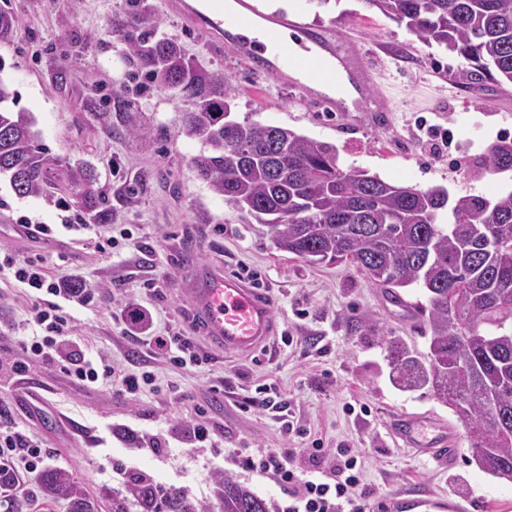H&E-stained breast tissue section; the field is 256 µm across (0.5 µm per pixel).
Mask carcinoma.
<instances>
[{
    "instance_id": "carcinoma-1",
    "label": "carcinoma",
    "mask_w": 512,
    "mask_h": 512,
    "mask_svg": "<svg viewBox=\"0 0 512 512\" xmlns=\"http://www.w3.org/2000/svg\"><path fill=\"white\" fill-rule=\"evenodd\" d=\"M363 2L416 41L457 53L471 75L512 84V0ZM119 33L126 66L194 100L184 131L203 146L192 158L197 176L267 227L279 250L315 264L353 263L396 299L399 288L424 290L428 304L415 309L427 326L428 351L387 341L392 381L404 390L429 387L466 429L473 458L512 481V192L452 198L441 187L400 186L345 170L332 144L227 119L231 84L159 35L140 5H131ZM15 107V92L0 81V175L15 195H67L89 221H105L91 168L56 166L30 114ZM484 167L490 174L512 171V139L489 145ZM493 410L501 424H482ZM35 481L48 509L63 499L66 512H101L104 496L90 494L63 468H44ZM16 485L14 471L0 465V512H31L32 499ZM214 485L219 512H270L265 499L231 475ZM112 512L210 510L135 473L125 491L112 494Z\"/></svg>"
}]
</instances>
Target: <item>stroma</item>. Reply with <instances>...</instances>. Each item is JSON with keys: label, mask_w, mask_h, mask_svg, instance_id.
I'll return each instance as SVG.
<instances>
[{"label": "stroma", "mask_w": 512, "mask_h": 512, "mask_svg": "<svg viewBox=\"0 0 512 512\" xmlns=\"http://www.w3.org/2000/svg\"><path fill=\"white\" fill-rule=\"evenodd\" d=\"M12 33L0 40L1 77L32 113L50 157L89 165L111 216L91 230H62L76 208L39 197L18 198L0 176V251L43 259L49 274L74 275L95 293L87 306L64 303L72 336L92 352L131 371L156 376L154 389L131 396L108 386L82 388L58 367L37 364L0 382V432L36 437L46 465L69 470L91 492L123 491L127 477L144 473L164 486L209 503L213 479L228 473L284 512L288 488L250 467L249 457L303 448L364 449L367 512H383L386 499L422 492L465 505L466 512H512V482L483 471L458 428L453 464L438 467L403 447L391 420L413 414L456 425L451 409L427 390L403 391L389 379L386 343L405 340L428 348L427 328L411 306L418 288L400 289L393 302L354 265L313 264L280 251L265 226L227 204L198 179L192 159L201 143L183 131L193 104L172 97L119 61L117 35L126 0H6ZM311 31H333L363 46L372 66L369 97L357 111L326 112L275 75L257 74L223 42L196 30L172 0H146L160 33L179 43L202 68L224 74L235 90L229 117L289 128L335 145L340 162L398 185L442 186L450 196L492 197L512 191V172L485 173L487 147L512 137V86L468 78L467 63L438 46L414 40L404 27L363 0H255ZM112 115L104 127L98 113ZM450 134L454 148L421 150L413 126ZM58 225L55 238L31 242L12 227L24 222ZM123 224L133 237L111 254L98 252L96 233ZM198 262L221 260L226 271L249 273L267 288L292 345L271 342L248 358L224 356L192 334L189 269L184 243ZM31 297L25 285L0 274V359L20 355L31 335ZM137 308L156 335L178 329L203 362L177 368L125 333L119 311ZM280 390L285 412L252 404L259 385ZM369 414H351V405ZM204 417L210 440L198 444L180 426Z\"/></svg>", "instance_id": "1"}]
</instances>
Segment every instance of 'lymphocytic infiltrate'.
<instances>
[{
  "instance_id": "1",
  "label": "lymphocytic infiltrate",
  "mask_w": 512,
  "mask_h": 512,
  "mask_svg": "<svg viewBox=\"0 0 512 512\" xmlns=\"http://www.w3.org/2000/svg\"><path fill=\"white\" fill-rule=\"evenodd\" d=\"M5 271L33 291L30 322L39 333L23 339V359L0 361V376L13 378L27 371L32 362L49 360L57 362L61 371L81 386L92 387L103 380L119 391L134 395L151 383L150 373L115 369L111 362L74 346L71 322L61 313L55 299L66 293L76 297L85 295L82 280L52 278L41 261L8 252L0 256V273ZM324 454L320 440L315 439L310 447L289 449L284 456L276 453L260 456L255 468L272 473L280 483L295 488L286 512H364L363 453L352 448L338 449L334 465L328 468L320 465ZM44 459L40 444L30 436L19 432L0 434V462L34 474L40 471Z\"/></svg>"
}]
</instances>
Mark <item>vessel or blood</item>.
<instances>
[{"label":"vessel or blood","mask_w":512,"mask_h":512,"mask_svg":"<svg viewBox=\"0 0 512 512\" xmlns=\"http://www.w3.org/2000/svg\"><path fill=\"white\" fill-rule=\"evenodd\" d=\"M182 12L199 29L233 38L238 54L254 63L257 72L282 75V61L297 57L296 48L285 34L303 33L304 25L283 14L268 16L256 39L238 33L239 22L225 16L223 0H205L203 7L186 6ZM191 295L206 336L225 352L251 353L268 346L278 333L268 290L226 273L222 266L207 267L200 287L192 289ZM391 430L404 447L442 460L449 457L454 445L455 434L450 426L419 416L400 415L393 420Z\"/></svg>","instance_id":"vessel-or-blood-1"}]
</instances>
